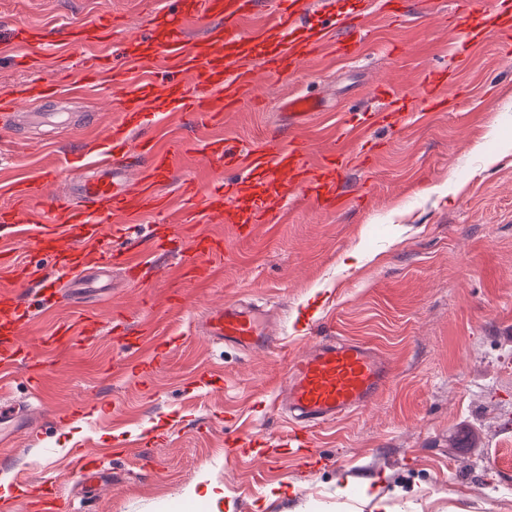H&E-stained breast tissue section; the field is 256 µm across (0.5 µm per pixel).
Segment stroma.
<instances>
[{"instance_id":"35a3bbf8","label":"stroma","mask_w":512,"mask_h":512,"mask_svg":"<svg viewBox=\"0 0 512 512\" xmlns=\"http://www.w3.org/2000/svg\"><path fill=\"white\" fill-rule=\"evenodd\" d=\"M413 5L394 20L374 10L359 57L330 54L287 78H264L248 89L238 112L214 122L169 111L161 128L197 143L216 138L249 147L305 136L312 158L336 151L352 113L385 108L375 89L413 98L424 70L448 68L457 89L444 112H412L405 125L378 124L367 139L380 150L364 160L363 144L343 163L340 210L303 193L289 196L281 224L259 225L245 239L232 225L198 224L222 238L214 276L180 278L192 259L189 237L153 243L181 224L192 203L172 214L142 217L122 237L143 263L138 281L113 269L109 285L63 293L40 305L36 284L12 279L33 307L20 341L43 363L39 386L25 367L0 387V404L29 408L38 419L29 436L0 444V480L30 484L13 512H33L39 485L59 488V512H512V56L487 23L484 0ZM159 0H0V35L18 26L47 38L90 26L100 15L122 16L115 41L135 37ZM478 44L453 47L456 33ZM100 44L76 46L68 62L19 47L24 66L0 57V93L56 74L81 77L84 58ZM314 92L326 109L293 119L282 105ZM74 123L36 130L0 119V186L41 182L45 195L25 218H49L68 194L65 178L48 179L66 163L89 165V140L104 138L119 113L109 86L67 103ZM241 299L277 307L274 352L242 351L196 335L200 316ZM93 319L94 335L45 351L40 338L59 324ZM164 331L166 358L150 376L113 367L136 356ZM335 334L371 343L388 359L392 378L361 412L316 430L327 461L307 471L292 454H275L289 423L255 410L283 377L284 355L310 347L311 336ZM79 416H72L75 407ZM266 438L233 462L226 440ZM103 449L105 482L84 498L74 449ZM219 489L218 501L205 496Z\"/></svg>"}]
</instances>
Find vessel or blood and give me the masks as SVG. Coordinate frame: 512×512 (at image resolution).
<instances>
[{"label":"vessel or blood","instance_id":"vessel-or-blood-1","mask_svg":"<svg viewBox=\"0 0 512 512\" xmlns=\"http://www.w3.org/2000/svg\"><path fill=\"white\" fill-rule=\"evenodd\" d=\"M491 27L502 44L512 43V8L505 0H492ZM268 14L279 41L266 58L268 75L279 78L295 74L317 58L323 48H331L337 59L355 56L364 40L368 17L366 0H356L353 26L339 20L321 22L311 36L300 35L305 14L304 0H163L158 14V29L140 34L136 46L117 47L112 31L119 17L101 18L93 29L96 42L107 45L109 54L84 71L78 84L64 86L59 81L27 86L0 98V111L12 117L27 113L33 123L68 120L65 112L28 113L29 104L40 97L65 98L106 82L122 92L121 119L113 123L103 146L97 152L93 173L73 183V201L64 206L62 222L43 221L34 225L22 222L23 205L37 189L26 183L8 185L14 203L0 208V223L12 225L14 234L26 238L35 254L50 256L68 278L67 288L77 293L93 278L108 277L113 268L135 273L138 261L128 250L112 245L113 224H131L144 214L167 210L171 201L160 190L173 172L182 165L190 148L180 140L161 141L156 130L160 113L168 110L189 112L221 120L223 112L232 111L245 90L254 81L251 70L239 62L247 47L258 43L266 27L257 23L259 14ZM208 21L203 50H195L189 31L200 21ZM141 68L142 79L129 77L130 68ZM217 86L222 90L223 112H216L210 99L194 96L193 88ZM453 78L444 69H428L420 84L417 99L425 110L444 111ZM392 108L379 114H359L347 137L359 138L361 132L382 123L399 125L409 106L406 98L391 97ZM286 111L303 117L322 109L319 98L297 94L285 102ZM136 123L143 138L137 152L140 159L137 178L126 171L128 125ZM214 165L237 170L234 180L214 190L201 192L197 183L186 182L184 194L204 195L208 213L223 217L238 232L251 234L255 225L268 221L274 206L295 191H302L318 205L337 209L343 204L338 191L343 163L340 155L321 156L310 161L309 143L296 137L284 145H263L240 151L227 140L215 139L203 147ZM189 271L196 280L211 276L210 260L222 254L221 241L200 235ZM273 309L254 303L228 302L208 311L200 321L202 332L213 340L242 350L276 349L277 343L267 332ZM30 317V309L18 302L13 290H0V372L14 369L26 360L27 352L18 342L19 330ZM94 322L82 326L60 325L51 335L42 337L44 347L64 343L70 336L93 335ZM285 387L265 402V410L289 413L292 427L284 443L291 453L307 465L317 462L313 449L317 428L368 406L391 378L389 362L371 345L344 336H323L312 348L286 360Z\"/></svg>","mask_w":512,"mask_h":512}]
</instances>
